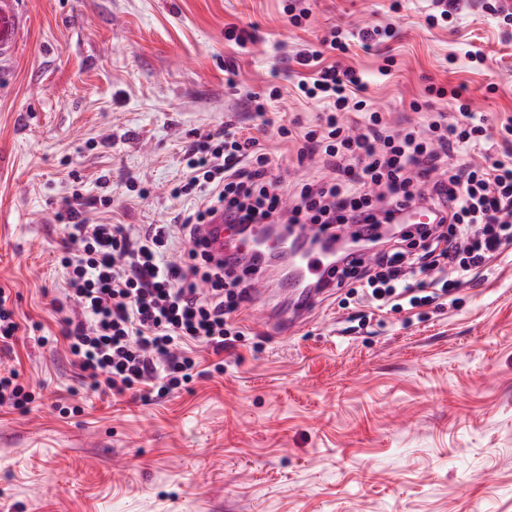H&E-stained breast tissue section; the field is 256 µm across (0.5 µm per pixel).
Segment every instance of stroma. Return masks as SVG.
Segmentation results:
<instances>
[{"mask_svg":"<svg viewBox=\"0 0 512 512\" xmlns=\"http://www.w3.org/2000/svg\"><path fill=\"white\" fill-rule=\"evenodd\" d=\"M309 4L296 28L285 0H14L0 50V287L24 325L60 331L56 213L73 189L111 196L108 222H172L193 205L170 194L186 145L228 123L271 154L285 191L328 174L321 157L298 164L277 124H315L290 57L333 26H394L342 59L391 125L453 111L448 98L412 111L435 85L462 88L493 132L512 126V0H460L434 27L435 0ZM232 26L246 44L226 39ZM275 89L258 118L252 96ZM263 314L242 304L235 350L201 349V375L153 401L94 391L64 343L21 333L0 365L36 400L0 410V512H512V255L416 314L372 312L342 288L288 334Z\"/></svg>","mask_w":512,"mask_h":512,"instance_id":"1","label":"stroma"}]
</instances>
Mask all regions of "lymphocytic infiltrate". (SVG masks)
Listing matches in <instances>:
<instances>
[{"label":"lymphocytic infiltrate","mask_w":512,"mask_h":512,"mask_svg":"<svg viewBox=\"0 0 512 512\" xmlns=\"http://www.w3.org/2000/svg\"><path fill=\"white\" fill-rule=\"evenodd\" d=\"M296 62L311 71L298 89L321 104L319 124L309 131L283 125L279 133L297 143L298 160L323 156L332 176L304 184L293 206L283 207L258 140L228 128L188 146V175L175 193L199 204L179 223L133 232L91 218V210L110 207L109 197L75 192L65 200L58 257L64 279L53 305L63 315L62 339L93 390L160 400L192 380L198 348L216 355L233 349L240 332L232 315L251 285L231 271L260 265L232 254L215 264L200 250L196 227L215 210L229 224L366 226L337 266L336 284L356 279L372 300L394 308L434 302L442 273L474 280L512 247V150L481 164L468 158L489 137L488 115L461 104L456 119H437L428 131L395 130L363 99L365 83L354 70L321 65L316 50L297 53ZM347 112L360 114V129L345 124ZM410 204L429 210L432 222L402 226L390 238L375 234ZM179 239L189 248L174 264L165 254ZM420 275L430 294H420Z\"/></svg>","instance_id":"lymphocytic-infiltrate-1"}]
</instances>
